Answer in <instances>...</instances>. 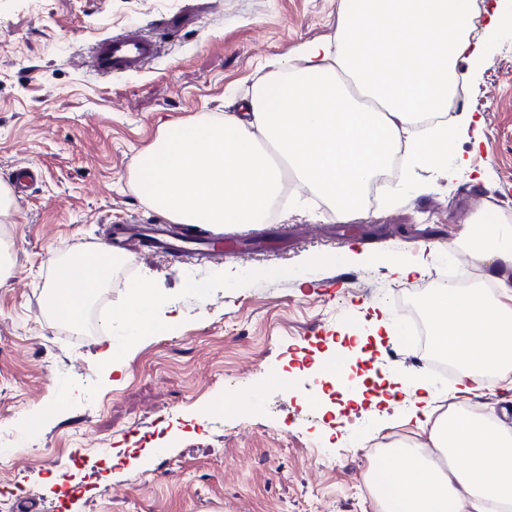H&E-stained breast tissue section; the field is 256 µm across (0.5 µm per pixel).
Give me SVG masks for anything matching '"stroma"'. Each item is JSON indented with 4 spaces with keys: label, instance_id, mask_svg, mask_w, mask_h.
Masks as SVG:
<instances>
[{
    "label": "stroma",
    "instance_id": "1",
    "mask_svg": "<svg viewBox=\"0 0 512 512\" xmlns=\"http://www.w3.org/2000/svg\"><path fill=\"white\" fill-rule=\"evenodd\" d=\"M489 2L474 0L485 63H459L453 105L481 117V141L460 142L447 170L417 172L400 200L378 195L343 224L310 191L282 193L272 217L225 225L231 248L220 257L119 250L85 320L65 326L42 313L50 261L109 253L111 224L160 220L132 176L161 126L249 96L274 60L334 34L337 0H0V182L19 164L42 172L0 216L10 258L0 276V431L14 436L0 512H379L373 477L393 460L371 450L424 447L427 437L411 425L379 430L383 402L337 421L335 395L313 376L337 337L361 333L380 307L395 335L362 346L364 373L425 371L441 407L463 404L458 372L429 371L407 343L402 302L425 301L450 267L481 280L466 232L512 225V0L491 34ZM190 10L196 25L164 29ZM130 26L160 34L159 58L135 75L98 76L92 43ZM352 252L375 260L352 264ZM422 256L424 275L391 273ZM137 280L182 317L138 343L106 387L96 353L127 341L111 315ZM195 282L208 287L205 300ZM73 388L76 403L65 397ZM39 405L49 419L17 433L15 421ZM463 405L512 411V389L498 382ZM121 447L143 463L110 464Z\"/></svg>",
    "mask_w": 512,
    "mask_h": 512
}]
</instances>
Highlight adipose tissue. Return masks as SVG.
<instances>
[{
  "label": "adipose tissue",
  "mask_w": 512,
  "mask_h": 512,
  "mask_svg": "<svg viewBox=\"0 0 512 512\" xmlns=\"http://www.w3.org/2000/svg\"><path fill=\"white\" fill-rule=\"evenodd\" d=\"M338 13L331 38L293 50L236 111L165 126L135 160L141 199L176 224H256L291 177L343 220L392 163L402 179L447 169L457 143L482 126L473 113H448L459 62L483 60L471 39L473 0H338ZM467 247L495 294L445 287L425 304L430 346L461 365L455 391L465 396L512 379V227L469 232ZM110 272L99 257L55 260L44 314L80 323ZM120 319L139 340L179 322L146 281L130 285ZM387 382L390 393L411 398L399 424L427 432L448 465L400 449L378 481L382 512H487L512 503V436L498 419L440 412L418 373L395 371Z\"/></svg>",
  "instance_id": "1"
}]
</instances>
